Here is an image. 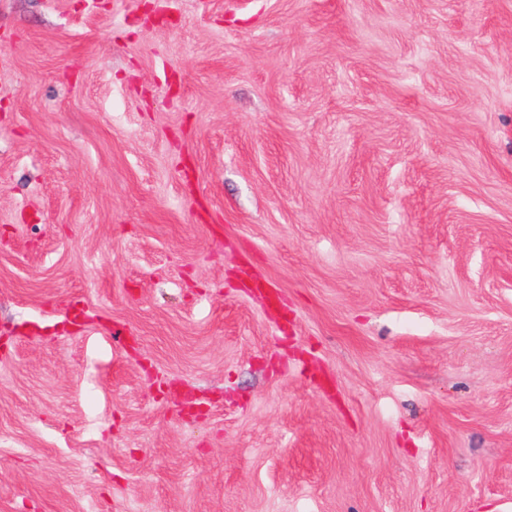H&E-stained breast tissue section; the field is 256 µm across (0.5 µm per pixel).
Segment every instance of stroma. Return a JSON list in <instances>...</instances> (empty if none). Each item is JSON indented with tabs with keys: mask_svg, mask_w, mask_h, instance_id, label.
<instances>
[{
	"mask_svg": "<svg viewBox=\"0 0 512 512\" xmlns=\"http://www.w3.org/2000/svg\"><path fill=\"white\" fill-rule=\"evenodd\" d=\"M0 512H512V0H0Z\"/></svg>",
	"mask_w": 512,
	"mask_h": 512,
	"instance_id": "obj_1",
	"label": "stroma"
}]
</instances>
